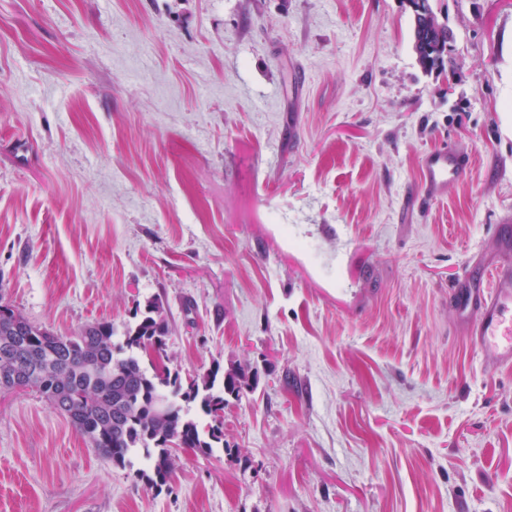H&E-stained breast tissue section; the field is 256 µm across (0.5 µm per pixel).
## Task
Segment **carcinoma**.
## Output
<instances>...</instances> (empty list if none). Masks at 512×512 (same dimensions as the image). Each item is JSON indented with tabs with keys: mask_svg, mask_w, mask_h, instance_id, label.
Listing matches in <instances>:
<instances>
[{
	"mask_svg": "<svg viewBox=\"0 0 512 512\" xmlns=\"http://www.w3.org/2000/svg\"><path fill=\"white\" fill-rule=\"evenodd\" d=\"M413 50L426 73L444 66L448 26L430 0L412 13ZM168 323L159 301L148 302L133 325L114 342L110 322L89 324L73 336H60L31 322L0 301V377L22 375L4 391H31L67 417L91 447L125 469L130 456L143 453L148 468L134 479L160 492L176 465L175 447L210 455L224 447V407L254 388L242 367L216 362L204 374L182 378L163 363ZM160 362L146 366L142 353ZM209 419L203 427L198 417Z\"/></svg>",
	"mask_w": 512,
	"mask_h": 512,
	"instance_id": "obj_1",
	"label": "carcinoma"
}]
</instances>
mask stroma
Instances as JSON below:
<instances>
[{"label":"stroma","instance_id":"stroma-1","mask_svg":"<svg viewBox=\"0 0 512 512\" xmlns=\"http://www.w3.org/2000/svg\"><path fill=\"white\" fill-rule=\"evenodd\" d=\"M0 0V299L158 300L181 375L257 371L155 492L0 392V512H512V368L448 289L512 220V0ZM469 175L420 212L419 158ZM422 11H412L413 50L426 73L442 69L448 53V26L440 22L430 0H421Z\"/></svg>","mask_w":512,"mask_h":512}]
</instances>
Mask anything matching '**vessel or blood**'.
Instances as JSON below:
<instances>
[{
	"label": "vessel or blood",
	"mask_w": 512,
	"mask_h": 512,
	"mask_svg": "<svg viewBox=\"0 0 512 512\" xmlns=\"http://www.w3.org/2000/svg\"><path fill=\"white\" fill-rule=\"evenodd\" d=\"M422 192L420 206L442 198L449 183L462 180L471 168L470 154L455 146L424 152L419 159ZM499 253L475 258L469 271L448 291V302L460 324L489 361L512 367V225H497Z\"/></svg>",
	"instance_id": "vessel-or-blood-1"
}]
</instances>
